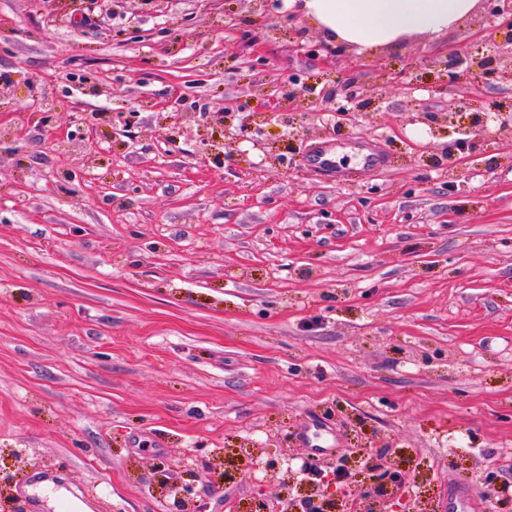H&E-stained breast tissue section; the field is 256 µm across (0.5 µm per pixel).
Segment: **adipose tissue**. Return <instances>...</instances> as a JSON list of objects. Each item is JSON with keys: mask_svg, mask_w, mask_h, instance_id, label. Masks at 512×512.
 I'll return each mask as SVG.
<instances>
[{"mask_svg": "<svg viewBox=\"0 0 512 512\" xmlns=\"http://www.w3.org/2000/svg\"><path fill=\"white\" fill-rule=\"evenodd\" d=\"M479 0H288L328 42L374 52L413 34L439 36L469 17Z\"/></svg>", "mask_w": 512, "mask_h": 512, "instance_id": "obj_1", "label": "adipose tissue"}]
</instances>
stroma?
Returning a JSON list of instances; mask_svg holds the SVG:
<instances>
[{
  "instance_id": "1",
  "label": "stroma",
  "mask_w": 512,
  "mask_h": 512,
  "mask_svg": "<svg viewBox=\"0 0 512 512\" xmlns=\"http://www.w3.org/2000/svg\"><path fill=\"white\" fill-rule=\"evenodd\" d=\"M255 7L0 0V512H61L75 488L93 512H180L165 468L206 512L301 505L312 460L349 469L310 500L338 512L374 494L353 461L391 448L410 475L393 512L455 492L512 512V132L467 156L433 133L461 98L512 104L475 69L439 80L446 49L512 64L501 34L481 6L446 36L336 53L283 7L254 28ZM256 140L289 143L290 174ZM320 140L337 178L305 162ZM314 423L326 454L300 438Z\"/></svg>"
}]
</instances>
